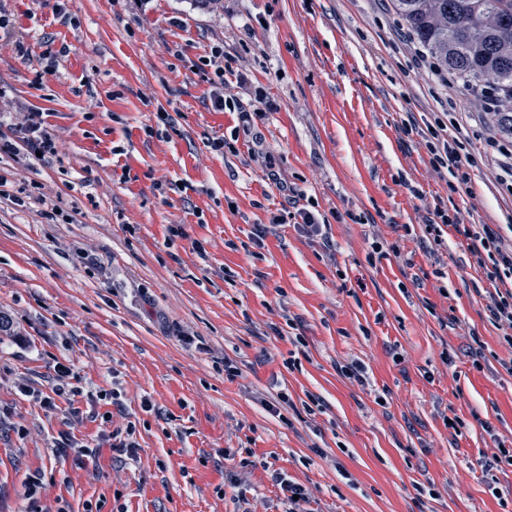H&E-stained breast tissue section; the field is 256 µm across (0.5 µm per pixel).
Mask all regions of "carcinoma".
<instances>
[{
  "label": "carcinoma",
  "instance_id": "obj_1",
  "mask_svg": "<svg viewBox=\"0 0 512 512\" xmlns=\"http://www.w3.org/2000/svg\"><path fill=\"white\" fill-rule=\"evenodd\" d=\"M443 70L457 76L465 90L493 95L491 119L512 137V31L502 27L512 19V0H392Z\"/></svg>",
  "mask_w": 512,
  "mask_h": 512
}]
</instances>
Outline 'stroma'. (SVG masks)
<instances>
[{
	"label": "stroma",
	"mask_w": 512,
	"mask_h": 512,
	"mask_svg": "<svg viewBox=\"0 0 512 512\" xmlns=\"http://www.w3.org/2000/svg\"><path fill=\"white\" fill-rule=\"evenodd\" d=\"M0 10L30 47L23 58L0 44V88L43 112L62 145L49 163L0 154V175L40 186L22 206L0 197V308L29 341L0 345V407L27 429L0 433V512H16L28 474L42 477L43 512H282L272 468L308 489L310 512H501L512 465L487 476L478 460L512 448V344L488 318L467 239L452 231L434 248L425 226L440 207L467 224L512 222V194L479 141L458 193L431 166L435 119L494 128L480 97L430 75L391 0ZM218 45L236 111L210 101ZM160 106L172 126L157 123ZM231 135L236 153L212 149ZM268 154L303 199L267 179ZM309 200L331 218L334 252L287 219ZM50 205L66 221L47 223ZM173 224L184 237L169 238ZM56 359L82 385L119 387L136 463L108 447L94 466L58 458L61 434L91 440L101 423L18 391H49ZM354 363L368 386L343 375ZM282 392L276 416L264 404Z\"/></svg>",
	"instance_id": "obj_1"
}]
</instances>
